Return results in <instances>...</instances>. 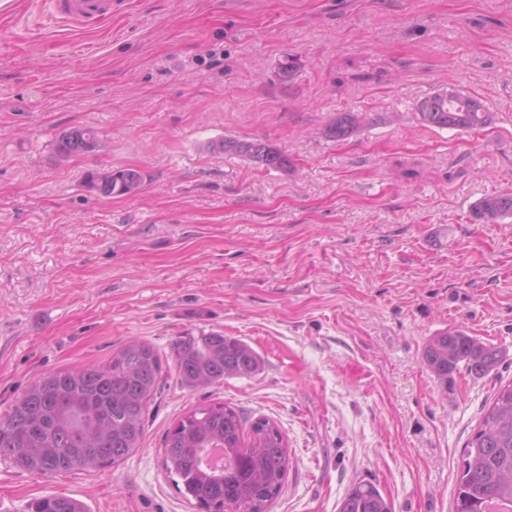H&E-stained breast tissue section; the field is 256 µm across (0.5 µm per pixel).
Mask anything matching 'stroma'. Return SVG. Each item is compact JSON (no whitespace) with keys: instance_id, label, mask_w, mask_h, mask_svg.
Returning <instances> with one entry per match:
<instances>
[{"instance_id":"stroma-1","label":"stroma","mask_w":512,"mask_h":512,"mask_svg":"<svg viewBox=\"0 0 512 512\" xmlns=\"http://www.w3.org/2000/svg\"><path fill=\"white\" fill-rule=\"evenodd\" d=\"M0 412L33 378L100 366L128 340L169 356L220 332L262 359L196 390L166 366L143 446L118 466L43 478L0 458V512L44 496L88 512H199L163 465L167 432L211 403L272 420L291 466L272 512H338L358 481L394 512H453L464 448L512 381V0H123L111 20L50 21L0 0ZM294 59L291 82L278 73ZM453 86L491 124L422 126ZM368 112L332 140L334 113ZM93 154L59 163L65 129ZM273 144L288 171L208 151ZM134 168L137 193L88 192ZM466 330L500 350L447 385L427 339ZM375 118L368 112H337L326 124L323 134L333 140H342L359 133ZM99 144L96 132L89 127L74 126L62 132L55 141V153L61 162L93 152ZM67 156H61V155ZM69 156V157H68ZM143 180V174L131 168L102 171L91 169L85 174L86 187L104 197L135 194ZM476 218L495 222L512 217V193H490L484 195L473 206Z\"/></svg>"}]
</instances>
